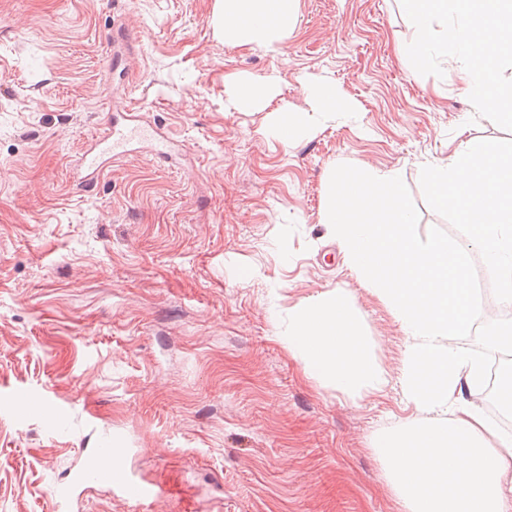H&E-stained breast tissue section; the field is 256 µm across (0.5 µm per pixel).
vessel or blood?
Returning a JSON list of instances; mask_svg holds the SVG:
<instances>
[{
  "instance_id": "1",
  "label": "vessel or blood",
  "mask_w": 512,
  "mask_h": 512,
  "mask_svg": "<svg viewBox=\"0 0 512 512\" xmlns=\"http://www.w3.org/2000/svg\"><path fill=\"white\" fill-rule=\"evenodd\" d=\"M143 140L151 142L159 156H166L167 136L140 120L138 114L131 112L122 118H110L105 131L93 138L76 159L81 184L93 188L106 164L126 156L132 142ZM100 483L108 485L114 498L126 501L155 500L161 495L154 483L132 477L119 449L108 443L84 449L80 466L67 481L55 484L50 495L59 512H65L79 488Z\"/></svg>"
}]
</instances>
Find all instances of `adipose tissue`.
Segmentation results:
<instances>
[{
  "label": "adipose tissue",
  "mask_w": 512,
  "mask_h": 512,
  "mask_svg": "<svg viewBox=\"0 0 512 512\" xmlns=\"http://www.w3.org/2000/svg\"><path fill=\"white\" fill-rule=\"evenodd\" d=\"M213 22L228 46L280 50L298 24L299 0H217ZM414 27L401 49L416 70L453 62L475 114L512 112V0H401ZM307 106L281 108L269 132L283 144L317 120H353L359 107L327 81L303 85ZM278 94L275 77L237 76L225 84L234 111H264ZM424 178L441 207H452L467 242L421 239L393 172L358 167L334 175L325 222L350 269L390 308L407 343L401 392L413 424L377 438L375 453L404 512H512V437L500 434L464 396L480 386L481 358L457 347L474 318L468 248L484 252L502 304L512 305V150L468 139ZM282 343L316 381L360 400L383 391L389 373L375 356L343 293L290 310Z\"/></svg>",
  "instance_id": "1"
}]
</instances>
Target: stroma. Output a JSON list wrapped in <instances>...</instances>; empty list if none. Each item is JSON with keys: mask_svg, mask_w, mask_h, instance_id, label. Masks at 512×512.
<instances>
[{"mask_svg": "<svg viewBox=\"0 0 512 512\" xmlns=\"http://www.w3.org/2000/svg\"><path fill=\"white\" fill-rule=\"evenodd\" d=\"M215 0H0V512H57L51 487L104 436L156 501L92 485L83 512H403L372 447L410 421L401 389L355 402L283 346L288 311L344 292L389 372L406 338L324 224L345 168L398 174L420 238L464 242L424 169L461 140L512 147V122L472 113L461 79L415 71L398 0H299L282 53L230 47ZM304 80L359 104L286 146L270 112H233L224 80ZM138 109L173 137L83 190L71 164L109 116ZM485 313L460 347L512 327L482 254Z\"/></svg>", "mask_w": 512, "mask_h": 512, "instance_id": "stroma-1", "label": "stroma"}]
</instances>
